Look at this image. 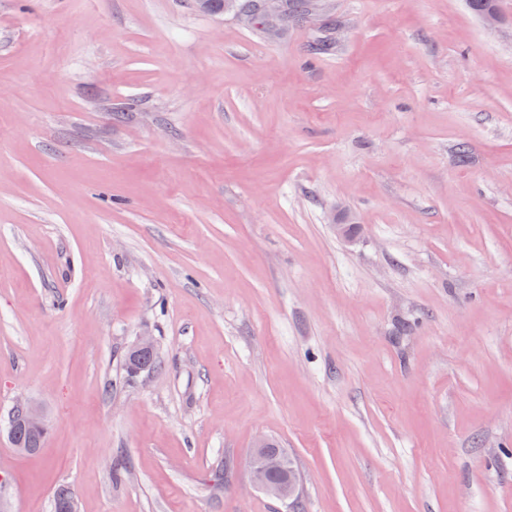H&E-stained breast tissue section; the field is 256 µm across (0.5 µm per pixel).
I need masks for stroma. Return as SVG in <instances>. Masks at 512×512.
Segmentation results:
<instances>
[{
    "label": "stroma",
    "instance_id": "obj_1",
    "mask_svg": "<svg viewBox=\"0 0 512 512\" xmlns=\"http://www.w3.org/2000/svg\"><path fill=\"white\" fill-rule=\"evenodd\" d=\"M500 17L317 0L270 38L194 0H0V416L50 425L33 455L0 432V512H289L260 435L304 512H512ZM145 332L162 367L124 383ZM23 423L48 432V422L38 406L27 398H16L7 414V433L11 443L15 440L17 427ZM269 439H256L249 462L250 478L254 487L266 495L290 504L301 497V476L297 471L288 476V466L276 471L272 478L278 482L288 481L287 485L274 483L270 480L271 472L277 467L276 455L268 452Z\"/></svg>",
    "mask_w": 512,
    "mask_h": 512
}]
</instances>
